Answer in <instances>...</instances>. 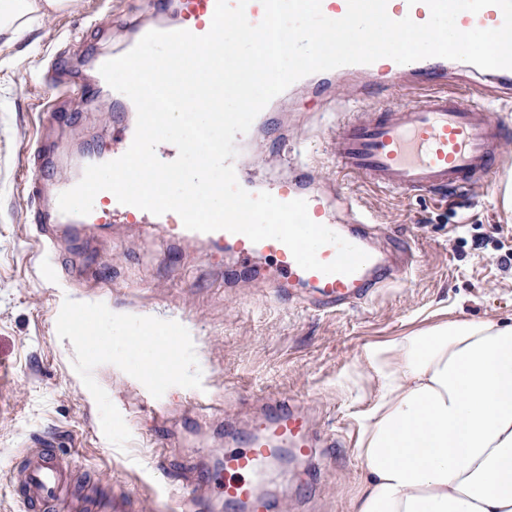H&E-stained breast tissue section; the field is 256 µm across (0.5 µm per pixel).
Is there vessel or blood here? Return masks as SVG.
<instances>
[{
  "label": "vessel or blood",
  "mask_w": 512,
  "mask_h": 512,
  "mask_svg": "<svg viewBox=\"0 0 512 512\" xmlns=\"http://www.w3.org/2000/svg\"><path fill=\"white\" fill-rule=\"evenodd\" d=\"M215 5L216 0H178V22L158 21L154 27L162 31L176 28L206 34L211 28ZM387 13L392 19L408 16L419 24L430 17L424 0H388ZM502 23L503 14L495 6L477 13L465 11L456 18L457 27L463 31L495 29ZM447 69L448 62L443 58L408 64L382 58L370 64H352L325 71L324 77L328 80L358 75L370 78L369 83L356 88V96L365 101V108L360 113L341 117L337 123L333 154L338 168L363 176L385 189L441 199L467 188L492 184L507 162L505 119L493 105L440 87L414 105H388L377 109L367 104L376 89H402L409 83L437 81L445 77ZM117 100L119 106L110 118L114 145L108 157L112 160L127 151L136 129L135 121L124 109L127 96L118 95ZM259 117V125L236 137L238 154L233 166L239 184L250 194L267 192L281 202L305 200L312 221L368 253V261L356 272L346 275L306 270L278 240L255 243L241 233L191 231L184 227L177 213L157 216L120 204L108 191L96 195L88 215L62 213L58 196L74 187L76 181L49 172V160L43 157V147L38 144L33 151L39 160L31 172L28 187L46 199L45 209L32 218L45 252H53L60 234L78 232L86 224L120 222L161 226L179 239L224 250L231 258L225 284L236 283L243 276L262 282L275 295L305 287L310 291L309 307L323 313L367 302L378 289L406 281L419 261L412 245L391 242L376 247L377 219L351 199L343 203L350 220L339 223L328 195L317 182L314 164H296L285 182L260 181L254 177L242 156L252 135L283 129L280 114L271 108H264ZM226 436L229 444L224 448L220 471L203 470L195 475L193 494L202 500L213 492H220L225 503L240 507L243 512H285L284 500L264 488L265 482L277 475L279 449H288L294 459L310 463L324 449L334 445L333 438L314 431L312 418L300 403L274 394L267 395L256 407L246 427H228ZM33 445L21 477L13 484L15 493L30 505L70 499L71 474L55 450L56 436H40ZM71 501L73 512H145L146 509L143 501L108 482L84 484L79 499Z\"/></svg>",
  "instance_id": "b4317fda"
}]
</instances>
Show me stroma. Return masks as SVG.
<instances>
[{
	"instance_id": "1",
	"label": "stroma",
	"mask_w": 512,
	"mask_h": 512,
	"mask_svg": "<svg viewBox=\"0 0 512 512\" xmlns=\"http://www.w3.org/2000/svg\"><path fill=\"white\" fill-rule=\"evenodd\" d=\"M176 18L174 0H81L71 11L33 26L0 47V512H24L12 496L11 478L32 437L55 432L59 452L74 456L80 481L93 477L147 497L153 512H181L189 490L177 473L183 465L212 468L224 446V420L248 421L264 393L300 401L316 428L336 440L322 464V488L307 468L288 466V512H349L362 465L356 456L355 415L361 405L343 379L356 369L366 344L405 335L447 312L452 319L512 318V171L495 186L475 187L447 200L399 194L339 172L331 151L332 110L308 100L307 88H287L279 103L291 141L301 140L319 160V178L375 214L384 234L415 242L421 262L409 281L383 289L364 305L313 313L299 299L274 301L259 287L236 294L217 274L223 253L186 246L165 232L149 235L131 224H107L81 237H64L53 258L33 245L27 219L39 201L27 189L26 150L42 136V112L56 90L40 78L48 59L82 42L71 71L90 72L89 55L122 53L135 30L156 16ZM113 91L69 98L60 122L59 172L76 176L87 149L107 152L103 126ZM85 261L102 269L99 286L110 291L115 313L182 323L202 373V390L223 398V416L199 420L189 389L169 388L161 398L173 409L171 434L146 426L139 397L145 386L112 364L98 366L97 383L120 411L131 438L117 448L103 435L97 405L73 369L70 339L56 320L64 299L93 302L62 272Z\"/></svg>"
}]
</instances>
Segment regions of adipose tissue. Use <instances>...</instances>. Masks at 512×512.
Returning a JSON list of instances; mask_svg holds the SVG:
<instances>
[{
    "label": "adipose tissue",
    "instance_id": "obj_1",
    "mask_svg": "<svg viewBox=\"0 0 512 512\" xmlns=\"http://www.w3.org/2000/svg\"><path fill=\"white\" fill-rule=\"evenodd\" d=\"M78 0H0V40ZM350 512H512V322L446 320L367 344Z\"/></svg>",
    "mask_w": 512,
    "mask_h": 512
}]
</instances>
